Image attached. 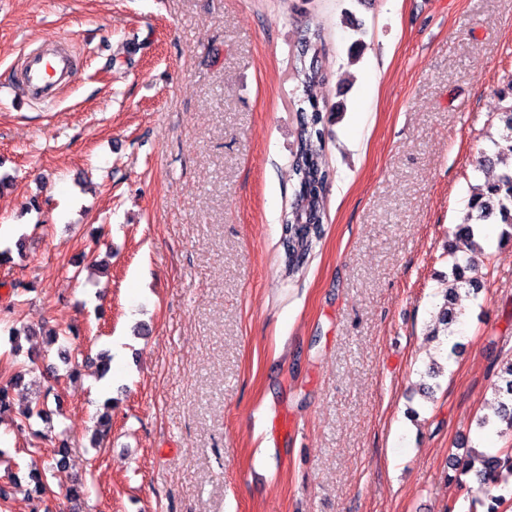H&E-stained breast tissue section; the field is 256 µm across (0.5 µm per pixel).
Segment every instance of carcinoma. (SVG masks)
<instances>
[{
  "instance_id": "obj_1",
  "label": "carcinoma",
  "mask_w": 512,
  "mask_h": 512,
  "mask_svg": "<svg viewBox=\"0 0 512 512\" xmlns=\"http://www.w3.org/2000/svg\"><path fill=\"white\" fill-rule=\"evenodd\" d=\"M297 78L302 84L303 98L309 108L301 107L299 132L295 150L291 154V167L298 180V186L306 184L311 188L304 192L297 190L291 211L283 224L282 246L284 250L285 273L293 276L304 263L316 243L323 235L324 194L329 180V170L324 159L323 132L318 128L322 123V113L317 101L309 96V90L317 82L316 72L301 68ZM501 120L505 130L500 139L494 141V156H485L480 165L494 164L512 159V105L502 113ZM496 215L504 224H512V164L505 165L497 178L478 189L468 202V211L455 231V244L451 245L448 255L451 257V272L448 275V287L445 289V302L437 317V326L430 336L436 338L454 335L451 325L456 321L458 312L454 305L459 290L477 291L478 282L466 277L465 272L474 264V254H485L477 242L479 225ZM502 385L495 389L496 407L494 415L480 420V427L497 430L498 424H506V430L512 433V360L501 369ZM48 395L35 399L18 416L24 425L31 419H49ZM460 474L476 471L483 479L480 486L474 488L459 478L456 482L457 494L448 501L444 512H459L461 501L469 502L468 512H474L480 505L483 512H502L506 499L493 493V490L507 485L512 479V445L503 448H472L466 459L459 462Z\"/></svg>"
}]
</instances>
